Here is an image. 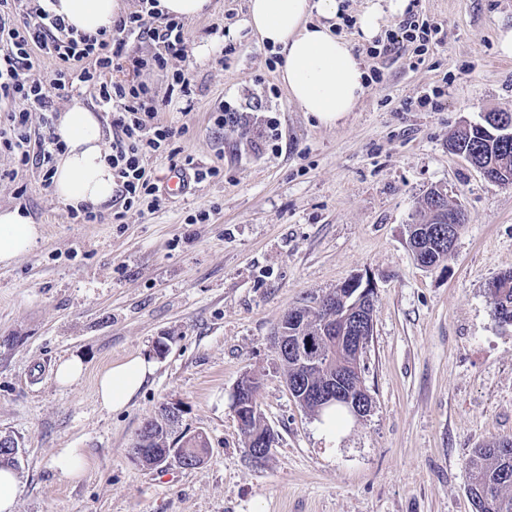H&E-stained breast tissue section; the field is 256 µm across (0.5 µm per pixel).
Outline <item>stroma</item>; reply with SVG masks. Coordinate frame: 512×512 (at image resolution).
<instances>
[{"label": "stroma", "mask_w": 512, "mask_h": 512, "mask_svg": "<svg viewBox=\"0 0 512 512\" xmlns=\"http://www.w3.org/2000/svg\"><path fill=\"white\" fill-rule=\"evenodd\" d=\"M445 41L388 51L339 32L369 82L354 112L328 126L288 96L273 53L245 25L247 0H212L187 22L193 109L180 145L224 168L152 213L111 207L74 224L35 170L0 181V209L25 208L38 247L0 265V436L18 443L15 512H472L466 463L512 438V327L487 284L512 270V188L449 151L450 133L512 112V57L496 47L512 0H418ZM223 36L210 34L212 25ZM436 93L435 106L416 101ZM236 113L217 128L218 110ZM444 189L465 224L445 265L426 270L408 244L425 194ZM206 211L205 224L188 223ZM359 278L374 291L373 334L360 357L370 411L326 439L290 394L273 337L293 308ZM166 353H158L159 343ZM142 354L157 369L130 405L101 408L97 381ZM84 374L63 388L58 363ZM257 379L275 444L254 460L232 407ZM203 435L195 468L147 467L130 448L161 405ZM81 449V478L54 465ZM84 364L81 359L71 357L61 361L55 370L57 383L62 387L75 384L83 375Z\"/></svg>", "instance_id": "obj_1"}]
</instances>
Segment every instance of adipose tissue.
Segmentation results:
<instances>
[{"label": "adipose tissue", "instance_id": "obj_1", "mask_svg": "<svg viewBox=\"0 0 512 512\" xmlns=\"http://www.w3.org/2000/svg\"><path fill=\"white\" fill-rule=\"evenodd\" d=\"M344 0H248L245 24L280 55L281 77L297 107L320 123L335 124L359 105L367 84L363 62L350 42L332 30ZM46 8L78 31L93 33L120 13V0H45ZM409 0H364L357 19L360 39L381 36L389 19L403 15ZM55 133L66 150L55 163L52 191L64 206L110 202L116 184L107 161L104 133L95 112L71 106L59 116ZM41 228L19 211H0V264L10 265L38 245ZM156 370L134 355L105 370L97 401L107 410L127 407Z\"/></svg>", "mask_w": 512, "mask_h": 512}]
</instances>
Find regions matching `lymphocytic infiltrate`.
<instances>
[{
	"label": "lymphocytic infiltrate",
	"instance_id": "obj_1",
	"mask_svg": "<svg viewBox=\"0 0 512 512\" xmlns=\"http://www.w3.org/2000/svg\"><path fill=\"white\" fill-rule=\"evenodd\" d=\"M157 0H140L138 11L119 16L96 34L76 32L63 17L45 9L40 0H0V153L15 166L0 170V179H15L18 169L39 171L50 185L54 160L64 146L54 132V100L93 90L112 128L110 161L119 204L112 219L137 206L155 211L164 198L159 186L147 178L143 161L150 156L167 159L183 168L195 183L220 179L221 167L197 164L175 143L186 127L157 119L160 105L146 84L112 80L115 71L138 72L153 66L168 68L170 59L186 54V25L156 8ZM154 51L143 55L142 44ZM58 60L49 85L30 77L34 53ZM169 69V68H168ZM40 113L42 129L31 132L30 115Z\"/></svg>",
	"mask_w": 512,
	"mask_h": 512
}]
</instances>
